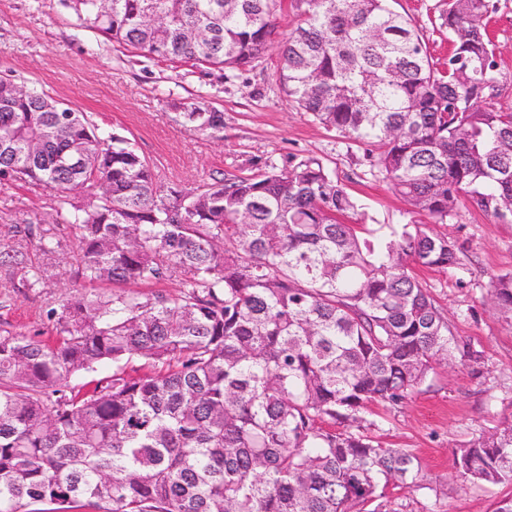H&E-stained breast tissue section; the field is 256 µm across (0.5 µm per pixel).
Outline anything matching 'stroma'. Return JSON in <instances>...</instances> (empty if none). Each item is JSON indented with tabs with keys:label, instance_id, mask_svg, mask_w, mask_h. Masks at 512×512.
Wrapping results in <instances>:
<instances>
[{
	"label": "stroma",
	"instance_id": "35a3bbf8",
	"mask_svg": "<svg viewBox=\"0 0 512 512\" xmlns=\"http://www.w3.org/2000/svg\"><path fill=\"white\" fill-rule=\"evenodd\" d=\"M488 31L496 45L501 94L495 107H512V0H491ZM439 0H391L423 36L434 61L447 59L446 30L435 26ZM277 48L254 70L227 80L188 66L141 56L86 28L65 0H0V78L44 90L87 113L100 134L120 132L157 169L161 179L195 187L227 174L280 167L312 155L358 200L365 224H403L410 207L382 175L370 174L364 148L325 130L279 89ZM202 101L224 114L215 139L190 130L186 103ZM55 198L22 184H0V251L23 258L41 277L23 287L14 268L0 266V330L48 338L49 312L66 295L99 293L77 275L76 234L55 221ZM461 250L458 265L421 277L455 336L478 361L434 367L403 403L383 411L385 444L412 449L425 488L401 496L400 512H491L512 487L474 486L460 477L454 451L502 421L512 420V319L488 292L492 277L512 272V223L468 207L439 225Z\"/></svg>",
	"mask_w": 512,
	"mask_h": 512
}]
</instances>
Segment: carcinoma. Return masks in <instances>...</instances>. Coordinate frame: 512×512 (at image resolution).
<instances>
[{"instance_id":"cac0c4a2","label":"carcinoma","mask_w":512,"mask_h":512,"mask_svg":"<svg viewBox=\"0 0 512 512\" xmlns=\"http://www.w3.org/2000/svg\"><path fill=\"white\" fill-rule=\"evenodd\" d=\"M68 2L130 50L226 79L277 45L282 93L365 146L363 165L416 218L361 236L356 199L314 156L169 186L122 134L1 78L0 184L53 193L81 275L116 291L62 298L46 340L0 334V512H381L420 487L418 456L380 441L373 416L436 362L470 356L418 271L458 263L436 226L460 206L499 220L512 199V109L487 105L500 91L490 0H442L454 50L439 67L388 0ZM184 118L221 137L224 113ZM7 263L23 287L40 283ZM174 274L175 296L127 289ZM490 296L511 318L512 273ZM106 363L92 389L70 386ZM455 465L472 484L512 486V420L456 449Z\"/></svg>"}]
</instances>
